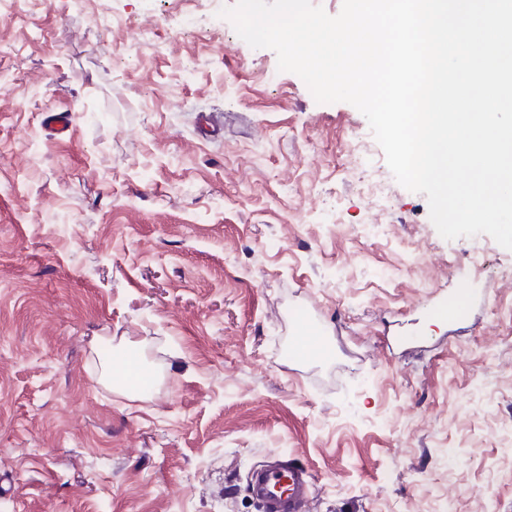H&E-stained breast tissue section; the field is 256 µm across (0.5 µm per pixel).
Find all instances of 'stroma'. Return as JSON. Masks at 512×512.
<instances>
[{
  "label": "stroma",
  "mask_w": 512,
  "mask_h": 512,
  "mask_svg": "<svg viewBox=\"0 0 512 512\" xmlns=\"http://www.w3.org/2000/svg\"><path fill=\"white\" fill-rule=\"evenodd\" d=\"M235 2L0 9V503L264 512L276 449L312 512H512V250L443 239ZM298 309L325 358H289ZM134 347L130 398L100 374Z\"/></svg>",
  "instance_id": "35a3bbf8"
}]
</instances>
